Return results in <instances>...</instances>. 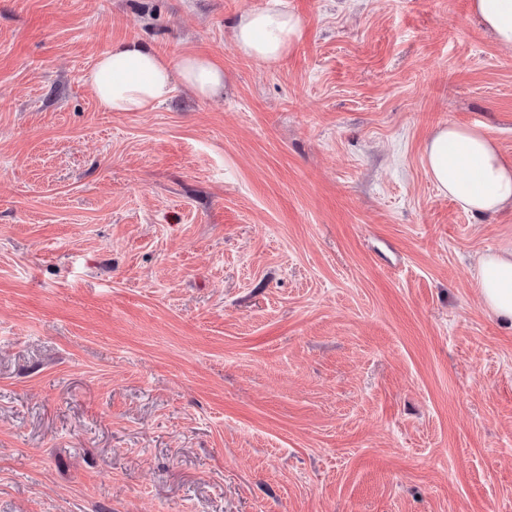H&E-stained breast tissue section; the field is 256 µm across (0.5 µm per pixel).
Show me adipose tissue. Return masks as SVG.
Returning <instances> with one entry per match:
<instances>
[{
  "mask_svg": "<svg viewBox=\"0 0 512 512\" xmlns=\"http://www.w3.org/2000/svg\"><path fill=\"white\" fill-rule=\"evenodd\" d=\"M472 11L497 42L512 45V0H472ZM301 30L295 13L256 10L240 15L233 38L244 55L272 63L291 51ZM176 75L202 99L224 89V69L209 57L185 54L173 61L134 40L104 51L87 79L106 110L143 112L171 96ZM425 167L440 191L466 212L482 216L512 206V163L501 159L481 127H439L426 146ZM475 281L486 311L511 322L512 250L481 256Z\"/></svg>",
  "mask_w": 512,
  "mask_h": 512,
  "instance_id": "adipose-tissue-1",
  "label": "adipose tissue"
}]
</instances>
